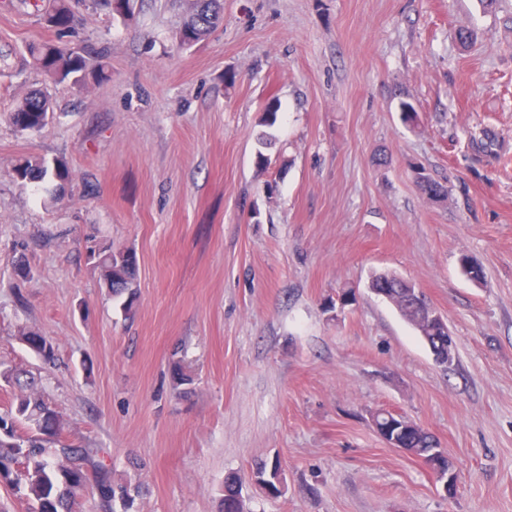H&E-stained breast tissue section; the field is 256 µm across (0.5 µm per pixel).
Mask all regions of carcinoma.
<instances>
[{"label": "carcinoma", "mask_w": 512, "mask_h": 512, "mask_svg": "<svg viewBox=\"0 0 512 512\" xmlns=\"http://www.w3.org/2000/svg\"><path fill=\"white\" fill-rule=\"evenodd\" d=\"M72 0H52L51 10L46 13L48 23L66 34L72 17ZM189 18L179 32V46L189 48L201 41L216 28L222 19L220 0H188ZM25 54L31 64L40 69L47 80L54 84L68 83L83 87L88 79L103 81L108 78L104 62V50L93 44L69 46L67 44L30 43ZM53 111L49 96L34 92L16 104L11 111V121L26 123L29 133L40 131L47 125L45 114ZM470 143L484 152L500 146L497 136L482 128L470 135ZM14 172L22 180L55 181V192L66 191L71 182L66 163L57 160L48 165L42 159H27L14 166ZM416 182L421 192L430 200L442 202L448 196L446 186L419 172ZM90 255L101 269L104 283L112 295L128 294L126 309L133 305L136 257L133 252L116 249L110 243L90 248ZM368 287L387 289L389 302L419 336H432L434 332L418 319L419 309L403 304V283L393 272H374ZM21 340L36 354L46 360L54 357L52 343L39 332L22 333ZM0 379L12 386L13 394L9 409L0 412V483L8 486L26 505L27 512H79L76 492L88 489L89 471L106 470L98 459L99 449L75 444L63 437L66 423L62 415L45 399L32 378H23V371L14 366L0 364ZM26 431H21V426ZM438 448L434 437L417 427L415 442L408 452L426 460L433 458ZM254 485L270 497L283 493L278 460L260 461L252 468ZM100 506L108 510L119 499L125 509L134 506L141 493V485L132 480L114 483L107 479L95 481ZM221 512H246L240 479L229 476L224 481Z\"/></svg>", "instance_id": "carcinoma-1"}]
</instances>
